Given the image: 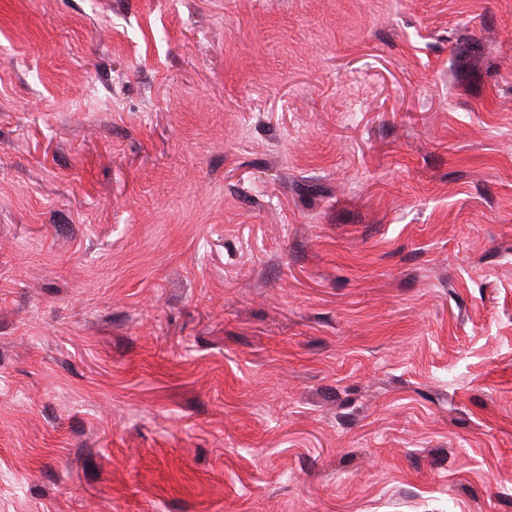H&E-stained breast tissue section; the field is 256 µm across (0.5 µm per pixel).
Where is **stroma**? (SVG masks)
<instances>
[{"instance_id": "obj_1", "label": "stroma", "mask_w": 512, "mask_h": 512, "mask_svg": "<svg viewBox=\"0 0 512 512\" xmlns=\"http://www.w3.org/2000/svg\"><path fill=\"white\" fill-rule=\"evenodd\" d=\"M0 512H512V0H0Z\"/></svg>"}]
</instances>
